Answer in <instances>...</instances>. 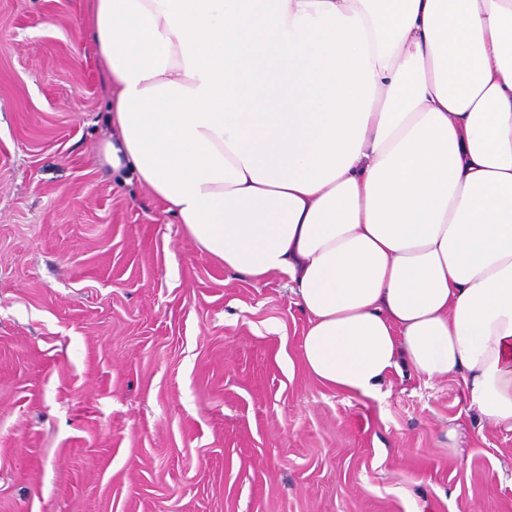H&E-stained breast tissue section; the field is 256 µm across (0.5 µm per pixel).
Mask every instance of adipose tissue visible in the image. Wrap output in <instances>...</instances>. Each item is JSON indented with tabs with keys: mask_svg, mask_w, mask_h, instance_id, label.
Wrapping results in <instances>:
<instances>
[{
	"mask_svg": "<svg viewBox=\"0 0 512 512\" xmlns=\"http://www.w3.org/2000/svg\"><path fill=\"white\" fill-rule=\"evenodd\" d=\"M130 166L200 250L288 280L307 373L460 380L512 431V0H91Z\"/></svg>",
	"mask_w": 512,
	"mask_h": 512,
	"instance_id": "ef3b65f1",
	"label": "adipose tissue"
}]
</instances>
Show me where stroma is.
I'll return each mask as SVG.
<instances>
[{
	"mask_svg": "<svg viewBox=\"0 0 512 512\" xmlns=\"http://www.w3.org/2000/svg\"><path fill=\"white\" fill-rule=\"evenodd\" d=\"M89 0H0V512H512V431L454 379L309 376L306 316L130 171Z\"/></svg>",
	"mask_w": 512,
	"mask_h": 512,
	"instance_id": "obj_1",
	"label": "stroma"
}]
</instances>
